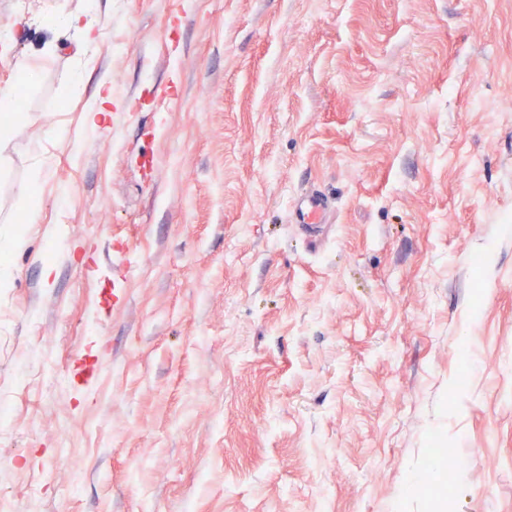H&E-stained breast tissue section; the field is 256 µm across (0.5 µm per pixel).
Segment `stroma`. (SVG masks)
<instances>
[{
    "instance_id": "obj_1",
    "label": "stroma",
    "mask_w": 512,
    "mask_h": 512,
    "mask_svg": "<svg viewBox=\"0 0 512 512\" xmlns=\"http://www.w3.org/2000/svg\"><path fill=\"white\" fill-rule=\"evenodd\" d=\"M11 88L9 512H435L438 443L443 512H512V0H0ZM331 208V199L322 191L312 188L299 194L291 205V222L300 232L317 239Z\"/></svg>"
}]
</instances>
